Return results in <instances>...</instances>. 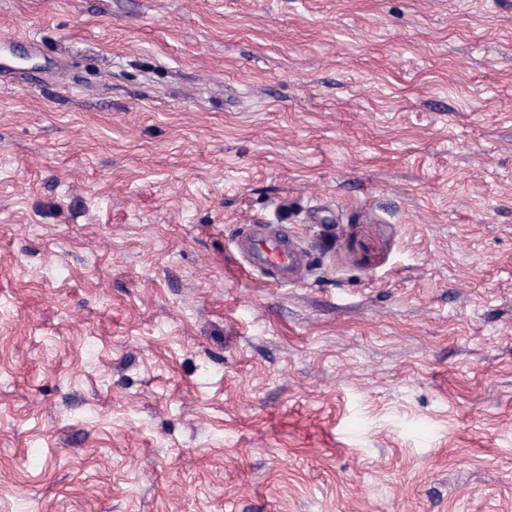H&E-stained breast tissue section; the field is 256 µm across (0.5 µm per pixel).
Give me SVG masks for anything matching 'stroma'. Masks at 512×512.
Here are the masks:
<instances>
[{"label":"stroma","mask_w":512,"mask_h":512,"mask_svg":"<svg viewBox=\"0 0 512 512\" xmlns=\"http://www.w3.org/2000/svg\"><path fill=\"white\" fill-rule=\"evenodd\" d=\"M0 512H512V0H0ZM241 240L264 269L288 273L299 264L298 253L288 247V243L278 235L254 230Z\"/></svg>","instance_id":"35a3bbf8"}]
</instances>
